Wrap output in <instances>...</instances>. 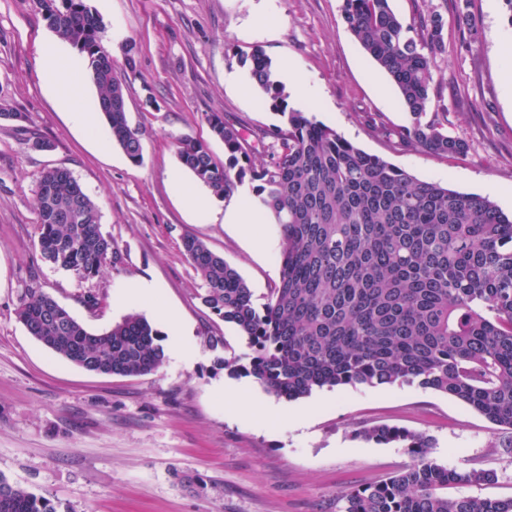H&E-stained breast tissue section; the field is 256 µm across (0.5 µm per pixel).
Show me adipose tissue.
<instances>
[{"mask_svg":"<svg viewBox=\"0 0 512 512\" xmlns=\"http://www.w3.org/2000/svg\"><path fill=\"white\" fill-rule=\"evenodd\" d=\"M42 66L44 72L54 78L61 101L69 109L73 120L89 132H96L93 113L87 112L81 104L86 79L83 68L53 43L46 44L43 48ZM132 302L150 307L169 325L172 339L166 351L167 356L176 361L187 360L189 352L180 333L178 315L160 300L158 285L144 278L130 281L116 296L115 303L124 306Z\"/></svg>","mask_w":512,"mask_h":512,"instance_id":"obj_1","label":"adipose tissue"}]
</instances>
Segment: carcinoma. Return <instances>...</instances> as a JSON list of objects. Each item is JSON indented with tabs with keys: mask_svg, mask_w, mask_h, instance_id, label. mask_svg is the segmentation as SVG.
<instances>
[{
	"mask_svg": "<svg viewBox=\"0 0 512 512\" xmlns=\"http://www.w3.org/2000/svg\"><path fill=\"white\" fill-rule=\"evenodd\" d=\"M49 27L80 53L98 91L112 142L142 161L141 130L130 125L124 79L105 50V25L87 0H36ZM342 20L397 86L411 115L396 132L402 146L455 156L467 143L448 135V113H429L432 70L445 53L437 12L406 24L391 0H343ZM255 87L285 123L268 132L280 152L255 166L243 133L211 112V136L224 144L217 165L206 142L182 137L181 164L214 195L229 197L245 179L261 211L281 228L280 279L263 309L223 257L194 236L185 256L204 283L201 303L247 340L244 356L220 358L277 398L294 401L340 386L418 385L455 398L512 430V216L489 198L415 178L355 146L305 112L288 108L285 87L262 50L249 58ZM41 257L81 279L117 258L99 212L66 169L45 171L36 190ZM27 332L82 368L127 377L166 361L163 334L131 313L89 332L37 288L16 309ZM405 448L415 462L386 480L342 492L344 512H512L510 499L450 498L451 486L495 481V472L461 473L430 457L433 440L387 424L355 431ZM0 512H58L52 500L0 475Z\"/></svg>",
	"mask_w": 512,
	"mask_h": 512,
	"instance_id": "obj_1",
	"label": "carcinoma"
}]
</instances>
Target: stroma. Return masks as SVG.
<instances>
[{
  "label": "stroma",
  "instance_id": "obj_1",
  "mask_svg": "<svg viewBox=\"0 0 512 512\" xmlns=\"http://www.w3.org/2000/svg\"><path fill=\"white\" fill-rule=\"evenodd\" d=\"M106 25L104 46L125 77L126 111L142 132L141 163L75 125L40 64L55 40L33 0H0V105L24 113L49 150L21 141L16 122L0 120V475L58 504L60 512H342V491L397 475L414 463L404 448L354 438L356 429L395 425L432 438L433 458L465 472L495 471L489 484L449 489L452 497L512 498V433L466 404L416 386H345L288 402L252 377L217 363L208 339L227 355L247 353L233 324L199 299L202 282L182 249L203 240L247 281L263 305L279 281L282 250L274 222L221 224L192 213L173 190L190 179L176 141H207L226 165L205 116L223 114L269 161L268 129L283 118L251 88L242 60L261 48L272 64L290 58L318 99L308 112L367 153L414 177L489 197L512 213V87L502 70L512 58V24L503 0H392L404 19L438 10L447 52L433 70L434 105L448 132L468 144L446 157L392 147L384 129L408 125L390 79L341 21L342 0H89ZM266 12L271 25L256 28ZM473 16V29L459 14ZM158 105L146 106L147 96ZM109 147H101V140ZM64 168L97 204L100 228L119 259L82 279L42 259L35 190L43 172ZM264 248H256L255 240ZM155 281L190 334L194 359L164 363L136 377L90 372L31 337L15 310L31 287L52 296L93 333L127 314L113 299L131 279ZM96 306H88V296ZM281 410L278 431L235 416L226 385ZM308 418L294 426L292 414Z\"/></svg>",
  "mask_w": 512,
  "mask_h": 512
}]
</instances>
